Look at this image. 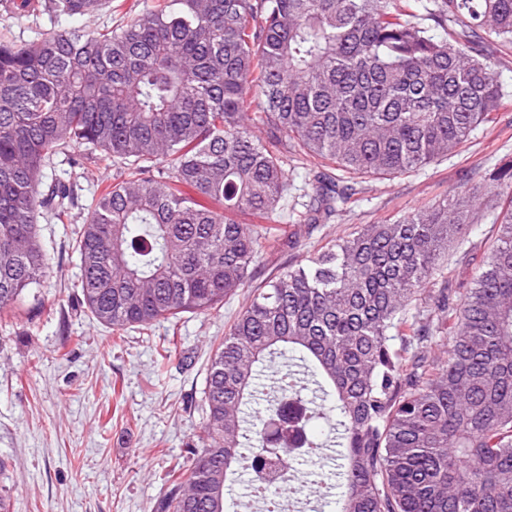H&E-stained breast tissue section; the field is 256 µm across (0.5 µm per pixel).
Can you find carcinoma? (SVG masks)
I'll list each match as a JSON object with an SVG mask.
<instances>
[{
    "label": "carcinoma",
    "instance_id": "obj_1",
    "mask_svg": "<svg viewBox=\"0 0 512 512\" xmlns=\"http://www.w3.org/2000/svg\"><path fill=\"white\" fill-rule=\"evenodd\" d=\"M9 2L20 17L42 7ZM509 45L512 0H156L116 28L1 31L0 314L47 272L42 211L62 223L77 204L68 182L41 191L69 148L121 165L74 244L81 302L114 330L177 323L222 305L263 252L330 223L360 179L419 170L496 125L512 90L488 57ZM310 158L302 235L276 216L288 162ZM466 182L253 289L207 369L199 447L154 512H227L244 464L270 512H290L306 488L294 467L325 446L313 423L329 418L339 512H512V164ZM481 210L497 232L472 282L430 290ZM290 352L306 383L287 373L264 393L263 367ZM285 406L286 443L265 432Z\"/></svg>",
    "mask_w": 512,
    "mask_h": 512
}]
</instances>
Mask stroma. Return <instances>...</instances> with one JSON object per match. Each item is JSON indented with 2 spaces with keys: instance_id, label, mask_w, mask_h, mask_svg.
<instances>
[{
  "instance_id": "35a3bbf8",
  "label": "stroma",
  "mask_w": 512,
  "mask_h": 512,
  "mask_svg": "<svg viewBox=\"0 0 512 512\" xmlns=\"http://www.w3.org/2000/svg\"><path fill=\"white\" fill-rule=\"evenodd\" d=\"M48 15L17 17L0 7V29L28 42L68 26ZM73 147L48 166V178L73 182L79 206L70 221L43 216L37 226L49 269L14 319L0 320V494L11 512H153L174 468L203 432L202 390L210 355L260 279L307 262L329 241L361 224H382L462 186L467 172L512 159V107L495 129L478 131L459 152L421 170L365 179L360 200L320 225L301 247L261 256L251 278L208 315H186L116 332L96 323L80 300L81 270L74 242L101 183L118 166L88 172L71 167ZM494 238L489 222L474 225L468 242L449 248L432 275L470 282V255H484Z\"/></svg>"
}]
</instances>
